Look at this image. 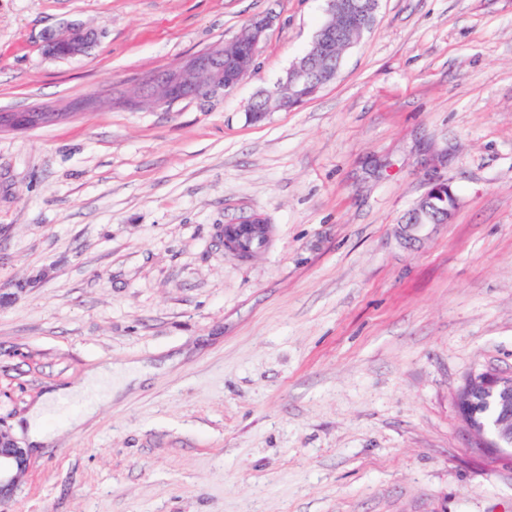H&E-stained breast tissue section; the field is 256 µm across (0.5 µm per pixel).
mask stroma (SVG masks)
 I'll list each match as a JSON object with an SVG mask.
<instances>
[{"label": "stroma", "instance_id": "35a3bbf8", "mask_svg": "<svg viewBox=\"0 0 512 512\" xmlns=\"http://www.w3.org/2000/svg\"><path fill=\"white\" fill-rule=\"evenodd\" d=\"M273 25L226 94L151 104L146 75ZM328 0H0V424L109 360L155 365L44 421L10 512H512L455 396L512 373V0H380L338 74L246 117ZM99 35L47 57L48 33ZM96 102L74 112L88 95ZM460 204L417 241L430 182ZM258 214L241 259L224 227ZM67 116L63 112H1L0 111V132L4 130H28L35 129L58 118ZM31 121V122H30ZM34 126V127H33ZM451 187L447 181L432 182L428 190L420 198L418 204L400 221L402 226L400 234L406 239L412 240L419 224H446L449 218L448 215L454 214L459 206V198ZM446 193L448 194L450 205L447 215L436 204L439 198H446Z\"/></svg>", "mask_w": 512, "mask_h": 512}]
</instances>
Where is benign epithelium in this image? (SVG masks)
<instances>
[{
	"label": "benign epithelium",
	"instance_id": "benign-epithelium-1",
	"mask_svg": "<svg viewBox=\"0 0 512 512\" xmlns=\"http://www.w3.org/2000/svg\"><path fill=\"white\" fill-rule=\"evenodd\" d=\"M331 10L341 7L345 17L355 27H371L375 20L376 9L366 12L350 0H329ZM273 17L262 14L253 17L245 28L252 50L265 31L272 25ZM95 42V35L80 25H72L58 34L47 38V52L50 56L66 60L86 53ZM331 42V33L321 29L315 35L308 51L297 59L287 72L288 105L291 110L311 98L323 85L332 81L336 73L323 74L319 71V61L323 46ZM224 48H209L183 66L175 73L166 71L156 74L153 80L151 98L156 105L173 104L186 97H207L219 93L225 94ZM65 116L63 112H1L0 132L4 130H28L47 125ZM449 198L450 209H440L436 201ZM459 206V198L448 183L434 181L420 198L418 204L400 221V234L411 240L420 224H445L448 215ZM481 399L484 411L491 412L485 423H473L476 412L473 411L472 394ZM458 413L467 428L476 437L474 450L480 453L492 452L512 459V374L487 371L471 377L466 382V393L458 394L456 400ZM31 461L28 452L9 432L0 428V508L8 506L16 496L22 479L28 473Z\"/></svg>",
	"mask_w": 512,
	"mask_h": 512
}]
</instances>
